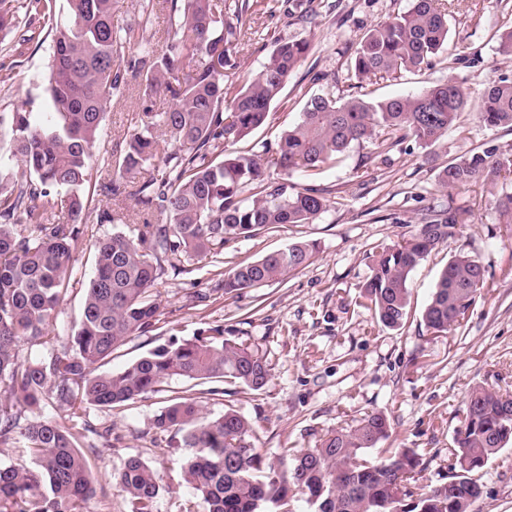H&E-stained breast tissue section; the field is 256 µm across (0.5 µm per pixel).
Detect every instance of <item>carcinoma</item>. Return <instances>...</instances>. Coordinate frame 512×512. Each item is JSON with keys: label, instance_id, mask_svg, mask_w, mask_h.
<instances>
[{"label": "carcinoma", "instance_id": "carcinoma-1", "mask_svg": "<svg viewBox=\"0 0 512 512\" xmlns=\"http://www.w3.org/2000/svg\"><path fill=\"white\" fill-rule=\"evenodd\" d=\"M66 2L69 22L51 28L48 111L0 114V127L11 131L8 154L0 153V447L21 438L30 457L0 463V512H84L96 494L90 459L71 428L39 417L48 405L111 410L158 391L174 376L264 388L270 373L263 356L224 337L218 326L191 339L171 337L120 371L101 367L130 338L152 331L159 316L153 290L168 270L180 271L190 260L220 265L229 242L278 224H307L326 211L322 190L295 187L293 172L319 171L355 143H374L377 155L406 139L433 146L470 106L452 81L380 101L339 104L314 96L264 161L234 146L266 123L271 102L308 55L309 43L277 42L262 68L240 85L238 55L254 23L252 0H241L230 17L218 0H165L170 37L163 52L146 39V27L114 25L115 0ZM32 11L52 12V0H0V30ZM134 42L142 53L134 68L143 76L141 112L127 148L96 168L93 149L107 108L128 83L120 62ZM447 43L440 6L411 0L409 10L362 37L348 79L428 68ZM158 96L171 102L167 110H154ZM477 111L486 126L512 131V78L491 83ZM15 161L25 168L21 180L12 173ZM147 165L153 167L149 177L133 176ZM503 172L512 174V152L491 145L445 165L439 180L453 187ZM91 182L107 200L97 223L122 222V210L132 203L143 214L142 229L134 237L114 231L96 241L82 313L69 341L58 345L52 323L76 283L74 252L93 213L85 193ZM462 223L461 213L440 210L409 238L376 251L361 298L382 326H403L412 272ZM314 252V245L295 242L240 263L224 276V294L281 280L307 266ZM483 286L478 258L452 256L422 314L425 327L434 334L461 327ZM25 341L46 346L48 355L21 361ZM460 422L448 449V481L418 496L408 489L420 465L414 450L370 455L391 431L383 411L327 432L312 448L283 449L291 457L286 472L253 446L252 423L236 409L213 416L197 398L178 396L152 426L181 435L191 449L185 482L208 512H262L269 505L288 512L295 495L313 512H471L482 495L476 474L512 444V394L472 387ZM112 485L128 499L130 512H156L160 485L142 458L113 472Z\"/></svg>", "mask_w": 512, "mask_h": 512}]
</instances>
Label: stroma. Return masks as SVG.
<instances>
[{"instance_id":"35a3bbf8","label":"stroma","mask_w":512,"mask_h":512,"mask_svg":"<svg viewBox=\"0 0 512 512\" xmlns=\"http://www.w3.org/2000/svg\"><path fill=\"white\" fill-rule=\"evenodd\" d=\"M442 2L448 12V47L429 69L358 85L348 78L356 43L373 25L405 12L410 0H262L255 32L240 49L241 77L261 68L275 41H306L311 51L272 102L267 124L242 142V149L274 143L314 95L343 102L366 93L379 100L450 80L474 100L494 80L512 77V56L499 49L501 34L512 29V0ZM49 32L40 15L31 25L0 31V113L16 111L40 94L51 55ZM139 92L134 79L125 96L113 100L97 161L124 149L140 110ZM493 144L512 148V132L487 127L467 111L435 146L408 140L375 158L372 145H354L336 164L313 174L294 173L296 184L323 189L330 207L312 223L274 226L224 249L229 270L294 242L315 243L309 265L283 281L229 297L213 267L190 264L184 271L167 272L157 284L160 320L155 331L132 337L115 352L109 370L122 369L169 337L190 339L220 325L227 337L264 355L270 381L258 391L228 384L223 395L213 396L206 385L174 377L161 391L119 409L87 407L83 419L90 430L83 433L82 444L90 449L98 485L86 512H129L112 474L132 457L147 461L157 474V512H184L189 505L207 512L183 478L189 449L180 437L152 427L154 416L186 390L202 398L211 414L228 407L244 414L253 425L255 447L282 470L288 467L283 449L313 447L328 431L372 410L385 411L391 436L375 449V457L397 448L416 450L420 466L410 486L414 493L446 482L448 450L468 388L489 384L512 391V238L494 207L498 196L512 192V176L449 188L439 182L446 164ZM430 207L464 212L465 222L413 272L411 312L404 326L386 329L358 303L374 248L415 232ZM139 222L138 209L131 208L116 228L132 235ZM116 228L88 223L77 252L82 277L93 270L95 241ZM462 251L482 262L485 286L467 323L432 334L421 312L443 267ZM481 482L482 495L472 512H512V448L483 469Z\"/></svg>"}]
</instances>
